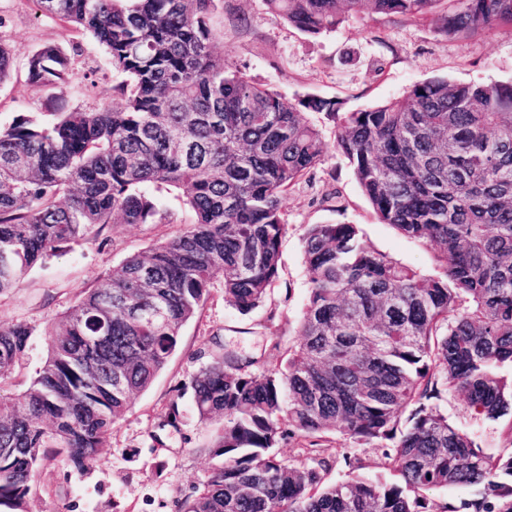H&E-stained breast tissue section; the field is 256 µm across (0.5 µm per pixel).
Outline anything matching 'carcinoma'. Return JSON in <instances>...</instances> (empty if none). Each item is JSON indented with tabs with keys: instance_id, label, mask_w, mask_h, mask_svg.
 Wrapping results in <instances>:
<instances>
[{
	"instance_id": "carcinoma-1",
	"label": "carcinoma",
	"mask_w": 512,
	"mask_h": 512,
	"mask_svg": "<svg viewBox=\"0 0 512 512\" xmlns=\"http://www.w3.org/2000/svg\"><path fill=\"white\" fill-rule=\"evenodd\" d=\"M90 33L125 80L123 106L0 121V293L60 245L115 224H152L150 189L183 191L195 221L125 259L102 288L43 330L29 385L6 387L35 328L0 325V512H27L39 469L84 470L112 424L177 350L211 285L241 313L279 277L284 195L321 164L322 130L378 219L436 251L421 274L366 245L355 224H312L303 237L309 293L285 363L242 360L218 344L192 380L203 421H221L218 459L179 512H431L429 494L471 496L441 512H512V82L431 79L355 111L293 104L231 70L214 50L219 0H36ZM310 35L353 15L424 20L446 4L450 38L512 25V0H264ZM11 49L0 43V85ZM41 91L72 77L61 48L27 60ZM458 393L478 419L509 418L490 453L448 422ZM381 451L388 477L328 482L329 434ZM316 449L281 459L284 436Z\"/></svg>"
}]
</instances>
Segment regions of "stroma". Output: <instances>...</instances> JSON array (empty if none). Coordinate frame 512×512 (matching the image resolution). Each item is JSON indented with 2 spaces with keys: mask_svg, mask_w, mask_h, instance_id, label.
Returning a JSON list of instances; mask_svg holds the SVG:
<instances>
[{
  "mask_svg": "<svg viewBox=\"0 0 512 512\" xmlns=\"http://www.w3.org/2000/svg\"><path fill=\"white\" fill-rule=\"evenodd\" d=\"M211 25L216 49L233 69L291 102L336 100L350 111L401 97L412 85L434 77L456 83L512 81V26L507 25L449 39L433 16L416 21L351 16L335 31L311 36L269 11L263 0H220ZM0 41L14 56L11 76L0 85V118L45 112L55 100L70 109L122 104L118 86L123 77L110 68L102 47L42 12L36 0H0ZM46 44L67 54L74 77L39 92L28 82L26 61ZM310 119L329 147L312 178L283 199L287 228L280 275L268 301L244 315L225 299L222 283H214L196 317L183 327L176 353L113 424L97 465L81 471L60 460L45 463L27 512H177L179 501L202 486L213 464L206 449L216 426L201 421L192 379L218 342L273 365L287 357L297 342L308 298L302 239L310 225H358L367 245L418 272L435 273L433 249L379 222L348 160L332 145V122L320 113ZM154 195L169 215L167 223L117 225L63 245L14 288L0 293V324L43 327L105 284L126 257L168 240L193 222L178 193L161 188ZM174 403L180 418L172 426L168 413ZM441 407L450 422L474 433L489 451L504 447L501 425L474 419L463 397L449 395ZM325 449L334 461L329 480L344 477L347 454L358 458L364 476L386 472L380 451L350 446L340 435H328Z\"/></svg>",
  "mask_w": 512,
  "mask_h": 512,
  "instance_id": "1",
  "label": "stroma"
}]
</instances>
